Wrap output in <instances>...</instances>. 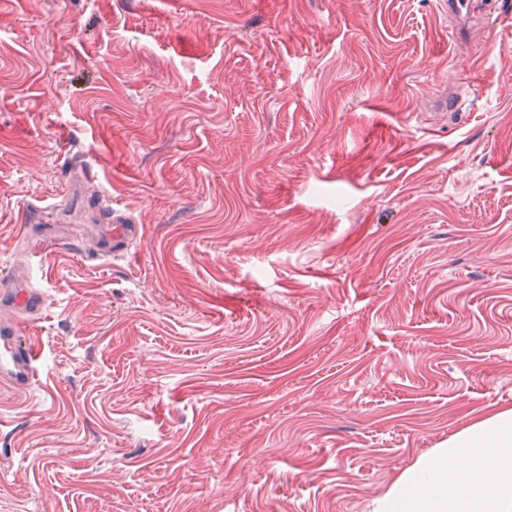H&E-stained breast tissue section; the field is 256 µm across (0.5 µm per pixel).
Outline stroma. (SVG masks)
Instances as JSON below:
<instances>
[{
	"label": "stroma",
	"mask_w": 512,
	"mask_h": 512,
	"mask_svg": "<svg viewBox=\"0 0 512 512\" xmlns=\"http://www.w3.org/2000/svg\"><path fill=\"white\" fill-rule=\"evenodd\" d=\"M491 2L457 40L438 0H0V274L46 294L0 512H372L512 408ZM122 219L118 215H114L111 239H112V254H127L128 247L132 244L135 237L138 235V227L135 224H123Z\"/></svg>",
	"instance_id": "35a3bbf8"
}]
</instances>
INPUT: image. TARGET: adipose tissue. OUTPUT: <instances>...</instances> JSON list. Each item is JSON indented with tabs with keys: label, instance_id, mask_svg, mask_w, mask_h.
<instances>
[{
	"label": "adipose tissue",
	"instance_id": "obj_1",
	"mask_svg": "<svg viewBox=\"0 0 512 512\" xmlns=\"http://www.w3.org/2000/svg\"><path fill=\"white\" fill-rule=\"evenodd\" d=\"M376 512H512V408L419 458L378 499Z\"/></svg>",
	"mask_w": 512,
	"mask_h": 512
}]
</instances>
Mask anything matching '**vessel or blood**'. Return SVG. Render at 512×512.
Masks as SVG:
<instances>
[{"instance_id":"obj_1","label":"vessel or blood","mask_w":512,"mask_h":512,"mask_svg":"<svg viewBox=\"0 0 512 512\" xmlns=\"http://www.w3.org/2000/svg\"><path fill=\"white\" fill-rule=\"evenodd\" d=\"M110 235L113 253L124 255L137 237L138 228L118 218ZM45 305L44 291L30 287L24 272L14 273L6 287L0 288V306L15 313L14 318L0 320V383L17 390L34 385L42 349L32 328Z\"/></svg>"}]
</instances>
